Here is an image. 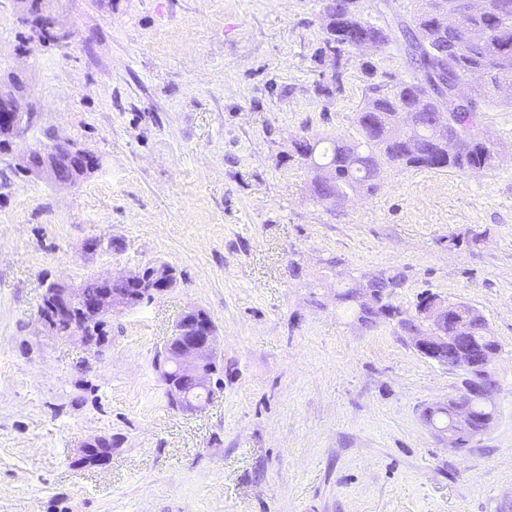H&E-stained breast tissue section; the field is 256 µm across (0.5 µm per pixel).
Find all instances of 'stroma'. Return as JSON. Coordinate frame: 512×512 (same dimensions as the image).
Segmentation results:
<instances>
[{"label":"stroma","instance_id":"obj_1","mask_svg":"<svg viewBox=\"0 0 512 512\" xmlns=\"http://www.w3.org/2000/svg\"><path fill=\"white\" fill-rule=\"evenodd\" d=\"M47 3L67 41H31L0 0V77L40 112L0 154V512H512V100L485 110L493 170L388 168L334 214L284 158L303 133L355 135L368 80L413 72L400 43L351 58L329 99L320 0ZM48 131L97 168L57 185L18 167ZM475 226L477 247L449 249ZM99 237L113 247L88 250ZM333 257L354 279L404 271L401 309L429 293L482 313L500 345L488 433L459 451L437 437L424 412L461 373L343 313ZM148 263L178 283L113 316L103 359L37 335L49 283ZM190 306L224 359L198 413L170 408L154 369ZM99 435L110 463L69 467Z\"/></svg>","mask_w":512,"mask_h":512}]
</instances>
